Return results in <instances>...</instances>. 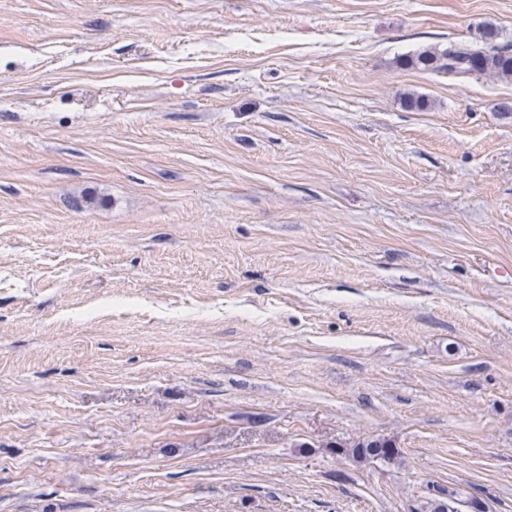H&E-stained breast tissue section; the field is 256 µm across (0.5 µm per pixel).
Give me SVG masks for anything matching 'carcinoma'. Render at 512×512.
I'll return each instance as SVG.
<instances>
[{
  "label": "carcinoma",
  "instance_id": "1",
  "mask_svg": "<svg viewBox=\"0 0 512 512\" xmlns=\"http://www.w3.org/2000/svg\"><path fill=\"white\" fill-rule=\"evenodd\" d=\"M407 65L424 71H434L466 78L477 72L512 78V49L507 45H452L443 50L427 49L407 60ZM359 461H390L399 454L385 438L364 439L353 448L343 449Z\"/></svg>",
  "mask_w": 512,
  "mask_h": 512
}]
</instances>
